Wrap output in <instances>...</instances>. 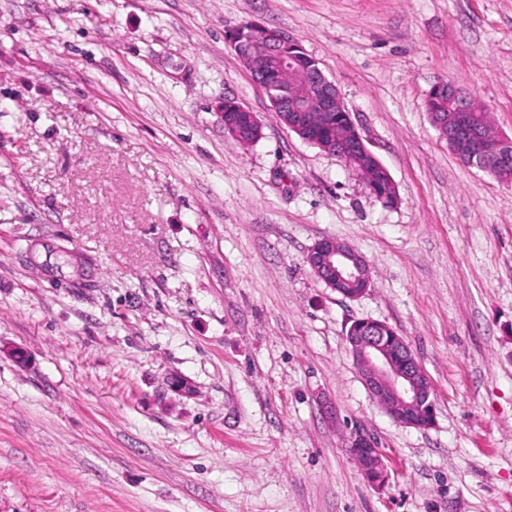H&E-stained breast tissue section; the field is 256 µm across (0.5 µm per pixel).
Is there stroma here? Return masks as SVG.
<instances>
[{
    "instance_id": "1",
    "label": "stroma",
    "mask_w": 512,
    "mask_h": 512,
    "mask_svg": "<svg viewBox=\"0 0 512 512\" xmlns=\"http://www.w3.org/2000/svg\"><path fill=\"white\" fill-rule=\"evenodd\" d=\"M250 20L319 61L397 203L280 122L225 39ZM442 81L512 138V0H0V512H512V183L439 139ZM326 237L362 296L312 274ZM356 320L408 343L432 427L370 397ZM224 131L241 145L249 146L262 138L263 126L255 112L228 98L224 101ZM307 264L313 275L329 288L355 289L351 298L362 296L370 287L369 268L365 258L350 246L323 238L309 249ZM360 286V288H356ZM350 448H353L359 472L373 486L383 485L388 474L383 460V453L377 443L364 430H354L349 438ZM360 456V457H358Z\"/></svg>"
}]
</instances>
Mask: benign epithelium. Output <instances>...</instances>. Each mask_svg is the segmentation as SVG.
I'll return each instance as SVG.
<instances>
[{
  "label": "benign epithelium",
  "instance_id": "benign-epithelium-1",
  "mask_svg": "<svg viewBox=\"0 0 512 512\" xmlns=\"http://www.w3.org/2000/svg\"><path fill=\"white\" fill-rule=\"evenodd\" d=\"M252 34L245 35L241 24L226 32V39L240 58L253 70L274 76L264 86L274 111L280 113L289 131L303 141L341 158L379 200H395L397 189L387 170L380 168L378 157L366 146L348 119L337 137L345 140L350 154L344 155L315 134L316 126L346 112L336 85L320 68L319 62L298 52V41L288 32L251 22ZM448 96V146L467 167L484 170L512 160V138L501 135L483 137L470 125L469 115L480 111L471 97H461L457 88L439 84L429 97ZM224 131L249 146L262 138L263 126L256 113L232 98L224 99ZM307 264L313 275L336 290L354 289L352 298L362 296L370 287L365 258L350 246L331 238L318 240L309 249ZM361 380L375 402L396 422L415 428L430 426L435 418L436 401L432 383L405 340L380 321H355L345 334ZM350 447L358 455L359 472L373 486L383 485L388 474L383 453L363 430H355Z\"/></svg>",
  "mask_w": 512,
  "mask_h": 512
}]
</instances>
